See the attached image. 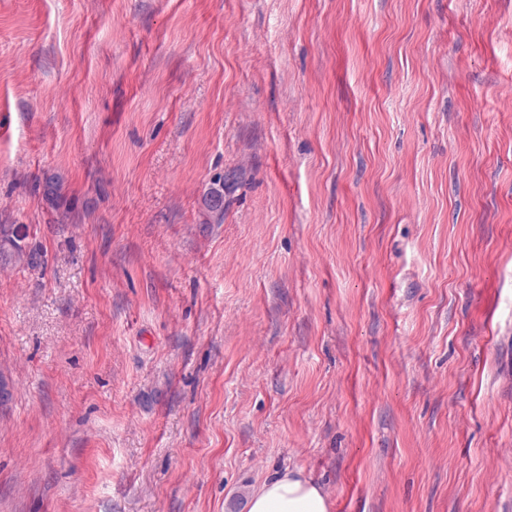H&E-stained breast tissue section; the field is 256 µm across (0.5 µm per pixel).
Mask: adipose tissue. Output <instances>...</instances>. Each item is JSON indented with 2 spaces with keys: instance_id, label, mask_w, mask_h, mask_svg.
Instances as JSON below:
<instances>
[{
  "instance_id": "1",
  "label": "adipose tissue",
  "mask_w": 512,
  "mask_h": 512,
  "mask_svg": "<svg viewBox=\"0 0 512 512\" xmlns=\"http://www.w3.org/2000/svg\"><path fill=\"white\" fill-rule=\"evenodd\" d=\"M248 512H330L327 492L301 468L267 479L247 503Z\"/></svg>"
}]
</instances>
